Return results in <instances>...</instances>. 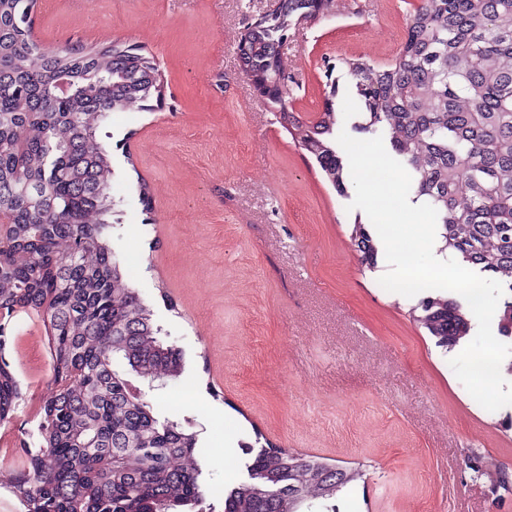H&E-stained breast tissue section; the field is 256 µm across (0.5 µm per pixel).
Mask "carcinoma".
Masks as SVG:
<instances>
[{"mask_svg": "<svg viewBox=\"0 0 512 512\" xmlns=\"http://www.w3.org/2000/svg\"><path fill=\"white\" fill-rule=\"evenodd\" d=\"M38 0H0V312L37 316L48 337L52 391L33 446L22 448L9 486L17 512H216L190 422L159 417L138 380L184 373L162 329L112 248V158L100 141L112 113L160 102L164 81L135 43L44 47ZM250 32L255 81L273 84L276 41L328 17L333 0H285ZM363 103L351 129L382 136L412 173L413 203L438 212L443 245L504 287L499 334L512 340V0H423L395 60L381 69L338 59ZM67 76L71 93L56 82ZM338 82L309 123L290 120L288 88L268 98L280 124L348 196L336 141ZM352 240L361 264L378 249L365 224ZM417 321L445 349L472 329L471 310L428 295ZM24 399L0 356V422ZM246 480L224 489L221 512H301L328 503L362 477L271 442L247 444Z\"/></svg>", "mask_w": 512, "mask_h": 512, "instance_id": "carcinoma-1", "label": "carcinoma"}]
</instances>
